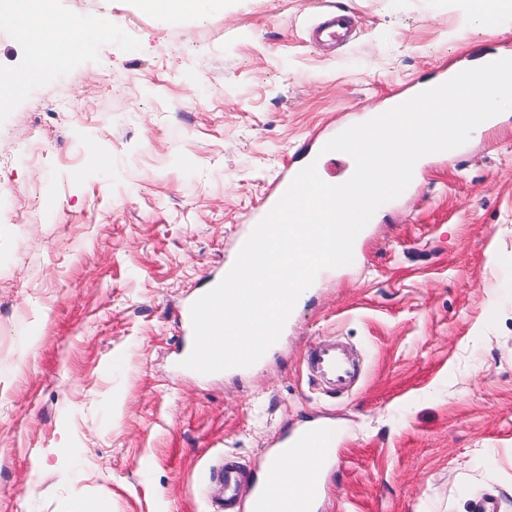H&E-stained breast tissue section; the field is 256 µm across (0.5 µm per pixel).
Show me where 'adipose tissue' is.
<instances>
[{"label": "adipose tissue", "mask_w": 512, "mask_h": 512, "mask_svg": "<svg viewBox=\"0 0 512 512\" xmlns=\"http://www.w3.org/2000/svg\"><path fill=\"white\" fill-rule=\"evenodd\" d=\"M10 20L39 47L38 64L71 56L82 46L81 25L59 17L51 0H12Z\"/></svg>", "instance_id": "obj_1"}]
</instances>
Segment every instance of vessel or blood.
Segmentation results:
<instances>
[{
  "mask_svg": "<svg viewBox=\"0 0 512 512\" xmlns=\"http://www.w3.org/2000/svg\"><path fill=\"white\" fill-rule=\"evenodd\" d=\"M348 20L347 14L334 13L317 26V37L325 42H339ZM306 362L337 387L347 385L354 373L347 352L325 340L308 350ZM337 437L335 425L328 422H312L282 436L265 459L260 479L252 484L247 481L248 471L244 466L219 463L210 472L211 483L223 491L222 496L212 500L213 512H319L320 475L332 463ZM285 456L299 459L305 465L302 474L289 481L283 479L279 466Z\"/></svg>",
  "mask_w": 512,
  "mask_h": 512,
  "instance_id": "b4317fda",
  "label": "vessel or blood"
}]
</instances>
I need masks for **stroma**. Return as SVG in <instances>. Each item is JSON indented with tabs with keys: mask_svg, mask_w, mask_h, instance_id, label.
<instances>
[{
	"mask_svg": "<svg viewBox=\"0 0 512 512\" xmlns=\"http://www.w3.org/2000/svg\"><path fill=\"white\" fill-rule=\"evenodd\" d=\"M342 7L350 38L324 47ZM112 36L35 70L0 20V512H212L215 461L260 463L306 420L340 432L321 512H512V110L430 154L319 272L279 349L180 368L179 310L222 275L269 186L319 143L449 68L512 54L468 0H55ZM336 336L354 389L306 351ZM141 6L161 16L195 12L198 0H140ZM348 20L349 15L342 12H334L332 18L317 26V37L325 42H339L343 37L342 30L347 25Z\"/></svg>",
	"mask_w": 512,
	"mask_h": 512,
	"instance_id": "obj_1",
	"label": "stroma"
}]
</instances>
